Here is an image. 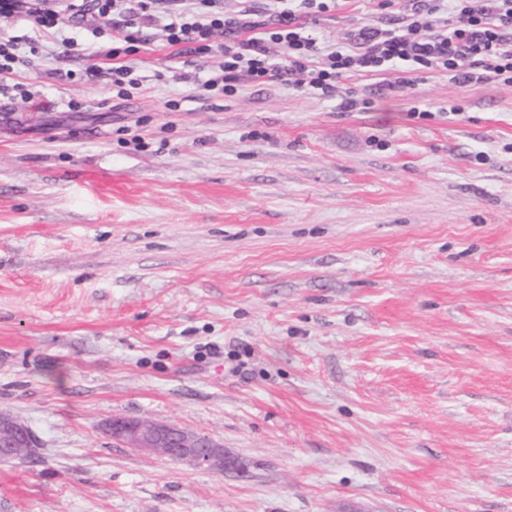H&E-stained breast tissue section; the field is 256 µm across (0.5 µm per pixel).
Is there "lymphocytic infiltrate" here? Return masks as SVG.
Returning <instances> with one entry per match:
<instances>
[{
    "instance_id": "obj_1",
    "label": "lymphocytic infiltrate",
    "mask_w": 512,
    "mask_h": 512,
    "mask_svg": "<svg viewBox=\"0 0 512 512\" xmlns=\"http://www.w3.org/2000/svg\"><path fill=\"white\" fill-rule=\"evenodd\" d=\"M0 0V15L25 13L30 35L0 36V74L21 63L19 43L48 35L94 14L112 24V84L123 86L132 71L131 55L143 42V24L160 21L167 45L208 60L220 78L202 83L205 91L237 94L242 84L288 82L303 94L341 97L344 110L359 98L346 82L360 73L396 71L385 91L413 85L417 73L447 74L462 84L512 85V0H382L386 21L367 24L345 41L319 43L306 19L329 9L328 0H262L261 8L236 0Z\"/></svg>"
}]
</instances>
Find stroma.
Instances as JSON below:
<instances>
[{
	"label": "stroma",
	"mask_w": 512,
	"mask_h": 512,
	"mask_svg": "<svg viewBox=\"0 0 512 512\" xmlns=\"http://www.w3.org/2000/svg\"><path fill=\"white\" fill-rule=\"evenodd\" d=\"M97 26L0 95V412L37 440L0 512H512V86L200 96L152 27L120 97L87 71ZM113 416L239 464L126 447ZM104 428L112 439L129 448L158 452L175 461L198 467L223 469L236 464L223 446L210 437L177 426L113 416Z\"/></svg>",
	"instance_id": "stroma-1"
}]
</instances>
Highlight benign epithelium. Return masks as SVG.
Masks as SVG:
<instances>
[{
    "label": "benign epithelium",
    "instance_id": "benign-epithelium-1",
    "mask_svg": "<svg viewBox=\"0 0 512 512\" xmlns=\"http://www.w3.org/2000/svg\"><path fill=\"white\" fill-rule=\"evenodd\" d=\"M104 428L112 439L129 448L158 452L198 467L221 469L236 461L213 439L177 426L113 416ZM33 448L27 426L9 413H0V458L10 460L30 454Z\"/></svg>",
    "mask_w": 512,
    "mask_h": 512
}]
</instances>
